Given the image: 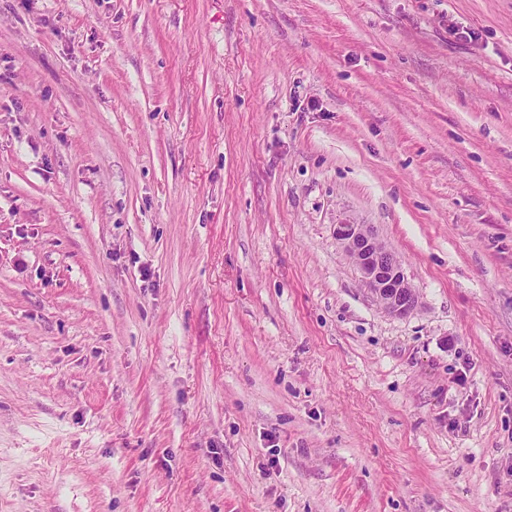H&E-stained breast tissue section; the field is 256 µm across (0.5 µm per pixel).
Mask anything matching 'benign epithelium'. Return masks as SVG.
Returning a JSON list of instances; mask_svg holds the SVG:
<instances>
[{"instance_id": "obj_1", "label": "benign epithelium", "mask_w": 512, "mask_h": 512, "mask_svg": "<svg viewBox=\"0 0 512 512\" xmlns=\"http://www.w3.org/2000/svg\"><path fill=\"white\" fill-rule=\"evenodd\" d=\"M333 233L347 248L369 291L387 313L404 317L416 309L417 294L400 258L379 242L367 225L337 224Z\"/></svg>"}]
</instances>
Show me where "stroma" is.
Masks as SVG:
<instances>
[{"label": "stroma", "instance_id": "35a3bbf8", "mask_svg": "<svg viewBox=\"0 0 512 512\" xmlns=\"http://www.w3.org/2000/svg\"><path fill=\"white\" fill-rule=\"evenodd\" d=\"M0 512H512V0H0ZM333 233L353 257L369 291L390 315L404 317L417 307L400 258L376 238L366 224H337Z\"/></svg>", "mask_w": 512, "mask_h": 512}]
</instances>
